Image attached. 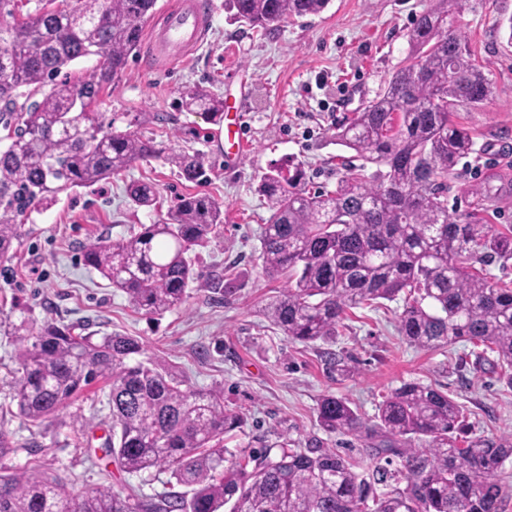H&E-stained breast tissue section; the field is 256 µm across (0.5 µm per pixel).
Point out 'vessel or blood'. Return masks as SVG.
Instances as JSON below:
<instances>
[{
  "label": "vessel or blood",
  "mask_w": 512,
  "mask_h": 512,
  "mask_svg": "<svg viewBox=\"0 0 512 512\" xmlns=\"http://www.w3.org/2000/svg\"><path fill=\"white\" fill-rule=\"evenodd\" d=\"M209 22L196 0H182L180 6L161 14V26L144 42L146 51L156 60L173 62L186 58L201 42ZM224 155L227 160L241 159L247 147L243 127V104L240 101L224 103Z\"/></svg>",
  "instance_id": "vessel-or-blood-1"
}]
</instances>
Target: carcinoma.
Segmentation results:
<instances>
[{
	"label": "carcinoma",
	"instance_id": "obj_1",
	"mask_svg": "<svg viewBox=\"0 0 512 512\" xmlns=\"http://www.w3.org/2000/svg\"><path fill=\"white\" fill-rule=\"evenodd\" d=\"M156 2L78 0L0 22V126L7 130L0 147L1 259L32 208L156 154L152 140L119 131L91 111L138 49ZM329 3L224 0V10L270 31L293 17L318 15ZM483 4L436 0L415 19L407 32L415 61L336 125L337 144L363 164L345 168L334 189L308 188L297 165L288 175L277 169L262 176L258 190L271 211L261 238L263 270L272 280L288 276L263 314L289 339L332 342L349 310L402 294L398 331L409 344L482 345L496 353L500 382L512 390V288L473 267L512 259V225L484 230L479 212L496 199L490 184L471 190L479 201L470 211H448V175L474 147L453 112L494 95V82L454 26ZM90 56L100 65L83 79L62 76ZM183 99L190 110L222 118L224 100L204 89H190ZM168 160L186 180L207 181L200 155L173 153ZM126 192L139 207L155 203L148 183L133 182ZM222 223L216 199L183 195L167 218L140 225L118 243L97 239L84 246L82 259L136 310L160 315L186 301L196 276L188 254ZM15 334L13 400L22 417L49 420L106 379L113 423L106 453L128 473L167 471L187 491L140 499L101 486L73 495L57 475L0 472V512H501L512 495L500 478L512 436L458 447L454 433L464 410L430 385L403 383L372 423L344 398H321L319 424L366 441V467L335 448H289L277 440L230 459L224 435L243 417L224 406L223 389L191 386L175 364L144 356L138 338H97L49 322ZM402 479L405 487L377 493L376 486Z\"/></svg>",
	"mask_w": 512,
	"mask_h": 512
}]
</instances>
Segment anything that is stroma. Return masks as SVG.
Returning a JSON list of instances; mask_svg holds the SVG:
<instances>
[{
  "label": "stroma",
  "instance_id": "35a3bbf8",
  "mask_svg": "<svg viewBox=\"0 0 512 512\" xmlns=\"http://www.w3.org/2000/svg\"><path fill=\"white\" fill-rule=\"evenodd\" d=\"M214 2L205 37L186 59L161 65L148 53H135L91 106L114 128H132L153 140L159 155L37 206L21 226L15 253L0 260V427L15 444L0 466L59 474L77 494L108 486L150 498L171 489L168 473L130 474L105 456L102 445L112 432L106 382L84 390L38 426L11 413L13 332L24 321L75 325L99 337H137L147 354L179 366L192 386L223 388L226 407L246 418L244 427L224 440L237 454L282 436L297 448L317 443L364 460L363 441L320 427L319 399L327 394L345 398L370 422L385 397L406 381L447 391L463 405L467 437L498 440L511 434L512 391L503 390L497 370L470 365L473 346L468 342L430 350L409 345L398 333L402 300L353 310L331 344L289 340L262 313L284 282L269 279L260 259L269 216L258 192L261 177L294 161L311 184L334 186L342 158L352 155L335 141L337 121L374 98L395 67L410 58L407 31L432 0H331L322 13L267 32L229 20L224 0ZM509 17L512 0H488L457 24L473 58L489 70L495 97L453 115L473 132L475 151L449 177L460 194L449 199L448 207L467 211L468 189L488 174H501L503 189L484 215L490 232L512 225V39L497 25ZM197 86L245 101L249 144L235 166H226L221 143L208 135L214 122L181 106L182 92ZM182 151L203 157L207 182L187 181L169 163L168 154ZM133 181L155 187V208L130 202L126 187ZM188 193L222 202L221 232L191 252L198 277L187 289L186 302L160 315L143 314L83 265L81 250L96 239L130 237L140 225L165 217ZM217 275L231 295L210 289ZM329 351L349 362L348 377L329 371Z\"/></svg>",
  "mask_w": 512,
  "mask_h": 512
}]
</instances>
